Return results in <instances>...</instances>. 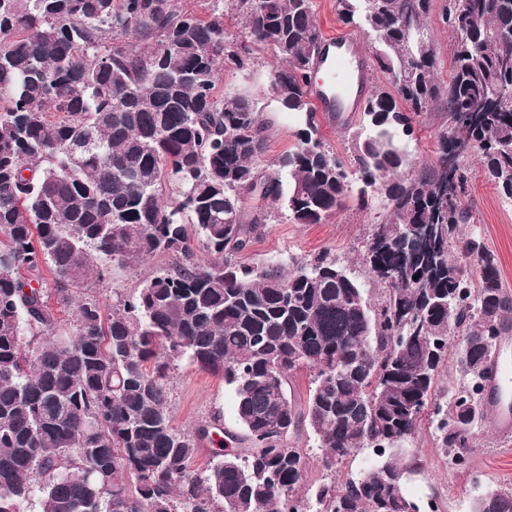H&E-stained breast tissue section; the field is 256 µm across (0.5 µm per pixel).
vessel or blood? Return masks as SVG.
Masks as SVG:
<instances>
[{"instance_id": "b4317fda", "label": "vessel or blood", "mask_w": 512, "mask_h": 512, "mask_svg": "<svg viewBox=\"0 0 512 512\" xmlns=\"http://www.w3.org/2000/svg\"><path fill=\"white\" fill-rule=\"evenodd\" d=\"M323 52V60L316 64L319 76L308 88L311 102L317 111L327 114L356 111L370 80L356 39L346 35L327 36ZM484 399L495 409L498 433H512V411L498 408L494 387H487Z\"/></svg>"}]
</instances>
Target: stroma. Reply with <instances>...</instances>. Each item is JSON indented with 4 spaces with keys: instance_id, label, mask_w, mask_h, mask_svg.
<instances>
[{
    "instance_id": "obj_1",
    "label": "stroma",
    "mask_w": 512,
    "mask_h": 512,
    "mask_svg": "<svg viewBox=\"0 0 512 512\" xmlns=\"http://www.w3.org/2000/svg\"><path fill=\"white\" fill-rule=\"evenodd\" d=\"M446 0H433L427 21V38L438 62V77L448 81L454 41L440 21ZM276 62L271 51L254 50L242 71L225 72L220 86L223 91L243 93L254 99L267 126V150L259 162L267 174L277 169L279 158L296 142L298 126L281 114L276 102L273 73ZM448 126L444 102L430 105L415 124L412 139L413 160L404 176L414 179L432 165L438 152L440 135ZM469 197L473 209V231L480 234L488 249L499 259L501 280L512 291V202L503 201L492 184L476 177L470 184ZM384 194L372 192L367 207L348 203L321 224H296L280 205L268 204V215L260 234L242 255V263L259 266L271 260L291 263L309 260L319 253L330 252L337 260L367 279L361 254L376 224L384 222ZM168 257L155 256L132 265H115L101 280L91 278L78 287L80 297L98 300L104 308H112L138 288L159 269L167 267ZM169 403L175 426L187 432L207 428L208 439L200 441L194 460L197 469H205L212 459V438L222 429H235L233 393L221 378L202 372L189 362L177 364L171 373ZM475 447L467 468L453 469L441 449L437 448L431 430L421 431L409 443L423 465L420 472L409 476L405 489L411 496L434 501L437 512H471L472 478L481 476L488 483H512V436L502 437L493 425L475 432Z\"/></svg>"
}]
</instances>
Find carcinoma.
<instances>
[{"mask_svg": "<svg viewBox=\"0 0 512 512\" xmlns=\"http://www.w3.org/2000/svg\"><path fill=\"white\" fill-rule=\"evenodd\" d=\"M234 2L245 40L281 63L280 110L302 116L271 175L258 169L256 103L219 92L224 71L247 65L224 15L204 22L175 0H0V512H420L403 480L422 463L405 443L428 424L449 465L469 461L497 344L512 335L498 258L465 231L475 176L512 200V101L491 100L512 94V38H489L512 35V0H448L446 90L424 35L432 0H336L396 90L365 99L348 164L319 138L307 94L324 39L314 0ZM442 99L436 162L398 178L413 122ZM459 137L480 168L459 156L448 170ZM377 184L387 219L362 255L376 301L326 252L291 270L235 260L260 223L249 202L320 224L354 196L366 207ZM417 227L428 244L411 242ZM156 255L172 263L119 307L82 299L75 334L59 328L43 270L71 304L89 276ZM184 359L224 379L246 432V447L202 471L168 405ZM449 364L461 379L446 392ZM304 370L302 408L290 382ZM301 427L328 472L373 458L303 496L308 457L289 442ZM476 491L472 512H512L511 484Z\"/></svg>", "mask_w": 512, "mask_h": 512, "instance_id": "1", "label": "carcinoma"}]
</instances>
